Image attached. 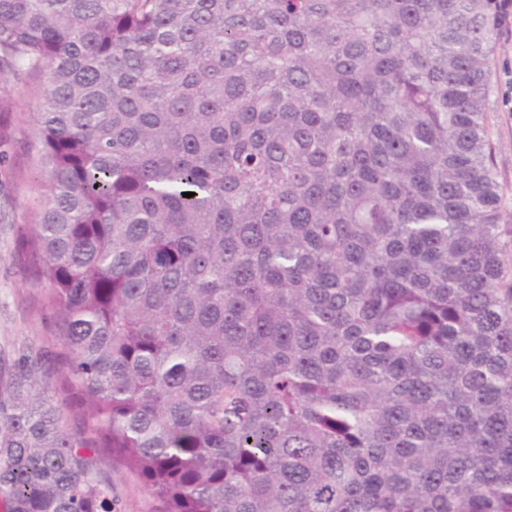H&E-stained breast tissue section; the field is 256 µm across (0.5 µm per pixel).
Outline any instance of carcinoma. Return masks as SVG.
I'll list each match as a JSON object with an SVG mask.
<instances>
[{"mask_svg": "<svg viewBox=\"0 0 512 512\" xmlns=\"http://www.w3.org/2000/svg\"><path fill=\"white\" fill-rule=\"evenodd\" d=\"M508 22L0 0L1 142L43 81L16 234L59 336L0 390L5 512H120L106 468L149 512H512ZM491 138L503 204L512 211V28L501 31L490 77ZM119 499L122 512H148V495L142 484L123 470L112 471V496Z\"/></svg>", "mask_w": 512, "mask_h": 512, "instance_id": "cac0c4a2", "label": "carcinoma"}]
</instances>
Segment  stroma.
Instances as JSON below:
<instances>
[{
  "label": "stroma",
  "instance_id": "obj_1",
  "mask_svg": "<svg viewBox=\"0 0 512 512\" xmlns=\"http://www.w3.org/2000/svg\"><path fill=\"white\" fill-rule=\"evenodd\" d=\"M491 138L503 203L512 211V28L503 29L497 39L491 69ZM11 138L0 144V360L13 363L31 349L55 348L57 337L40 311L42 290L24 282L15 228L32 221L27 202L34 196L32 180L21 169L24 150L31 138L30 115L38 102L30 95L15 92Z\"/></svg>",
  "mask_w": 512,
  "mask_h": 512
}]
</instances>
